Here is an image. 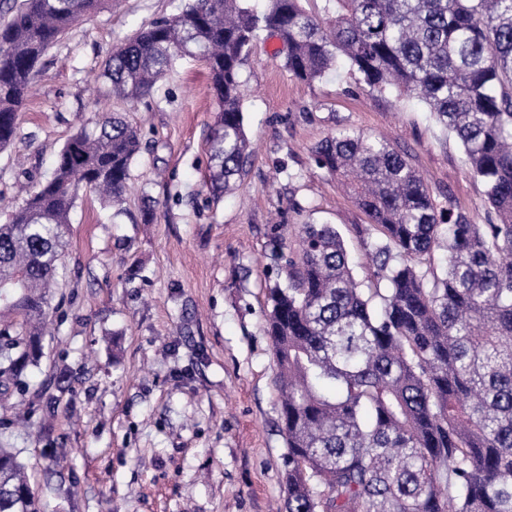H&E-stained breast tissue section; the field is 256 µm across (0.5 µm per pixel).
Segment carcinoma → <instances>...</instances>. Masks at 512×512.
<instances>
[{
    "label": "carcinoma",
    "mask_w": 512,
    "mask_h": 512,
    "mask_svg": "<svg viewBox=\"0 0 512 512\" xmlns=\"http://www.w3.org/2000/svg\"><path fill=\"white\" fill-rule=\"evenodd\" d=\"M313 3V8L306 4ZM104 0H20L0 23V150L45 52ZM275 37L308 84L339 66L372 96L424 103L460 143L495 224L445 213L409 156L340 128L317 165L353 177L369 224L371 276L358 281L341 233L300 225L270 259L266 335L277 362L284 512H512V0H189L141 25L100 78L134 102L183 58L203 61L220 110L208 138L214 198L241 187L252 157L241 68ZM141 149L118 113L80 129L50 176L0 224V386L41 350L77 200L116 213ZM0 512H41L25 466L0 445Z\"/></svg>",
    "instance_id": "cac0c4a2"
}]
</instances>
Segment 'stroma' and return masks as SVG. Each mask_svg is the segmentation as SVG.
Here are the masks:
<instances>
[{"instance_id": "35a3bbf8", "label": "stroma", "mask_w": 512, "mask_h": 512, "mask_svg": "<svg viewBox=\"0 0 512 512\" xmlns=\"http://www.w3.org/2000/svg\"><path fill=\"white\" fill-rule=\"evenodd\" d=\"M186 2L105 0L70 28L36 69L19 139L0 151V198L18 204L99 113H120L142 136L124 212L78 200L56 290L64 303L24 388L0 393V444L25 464L43 512H276L285 445L264 332L270 243L325 221L357 278L367 275L356 230L367 218L312 156L334 129L387 137L440 205L475 224L495 220L460 143L423 103L369 96L344 69L299 81L265 37L241 70L255 155L243 186L212 201L207 138L219 104L203 62L180 60L134 103L107 97L97 79L135 29Z\"/></svg>"}]
</instances>
